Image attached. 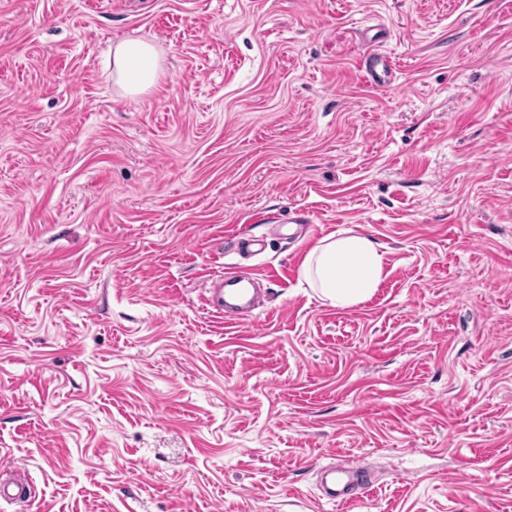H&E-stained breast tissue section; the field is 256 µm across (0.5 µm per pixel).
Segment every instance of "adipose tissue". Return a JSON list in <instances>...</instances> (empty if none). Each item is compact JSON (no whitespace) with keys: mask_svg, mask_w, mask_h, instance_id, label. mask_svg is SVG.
<instances>
[{"mask_svg":"<svg viewBox=\"0 0 512 512\" xmlns=\"http://www.w3.org/2000/svg\"><path fill=\"white\" fill-rule=\"evenodd\" d=\"M162 74L156 45L128 39L112 50V83L125 96L134 98L158 83ZM384 254L369 237L344 232L328 237L307 255L302 275L321 299L339 308L369 299L382 281Z\"/></svg>","mask_w":512,"mask_h":512,"instance_id":"adipose-tissue-1","label":"adipose tissue"}]
</instances>
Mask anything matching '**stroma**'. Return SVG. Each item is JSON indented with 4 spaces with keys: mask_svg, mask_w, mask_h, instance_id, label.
I'll return each mask as SVG.
<instances>
[{
    "mask_svg": "<svg viewBox=\"0 0 512 512\" xmlns=\"http://www.w3.org/2000/svg\"><path fill=\"white\" fill-rule=\"evenodd\" d=\"M126 38L163 60L133 99ZM345 230L387 265L341 309L302 263ZM348 461L362 501L320 499ZM16 465L0 512H512V0H0ZM162 74L156 45L142 39H128L112 50V83L125 96L135 98L158 83ZM365 79L376 87H387L394 83L391 62L384 56L372 54L361 64ZM230 302L225 301V315L235 324H241L250 320L249 302L246 300L244 288H228Z\"/></svg>",
    "mask_w": 512,
    "mask_h": 512,
    "instance_id": "obj_1",
    "label": "stroma"
}]
</instances>
